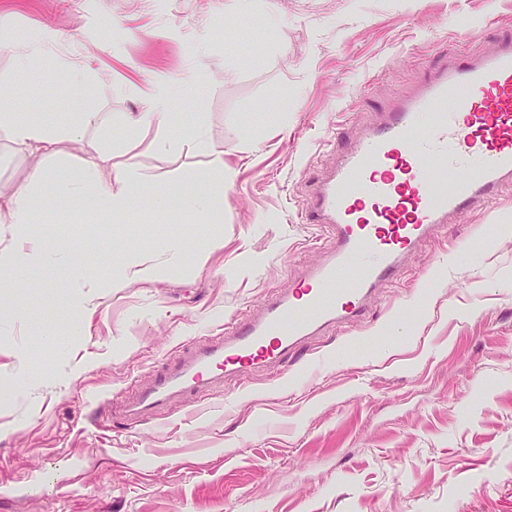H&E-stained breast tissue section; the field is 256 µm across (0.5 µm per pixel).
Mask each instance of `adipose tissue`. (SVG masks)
<instances>
[{"label": "adipose tissue", "instance_id": "ef3b65f1", "mask_svg": "<svg viewBox=\"0 0 512 512\" xmlns=\"http://www.w3.org/2000/svg\"><path fill=\"white\" fill-rule=\"evenodd\" d=\"M167 97L166 83L158 82L141 111L122 118V128L138 135L151 134V146L160 152L168 150L175 139L181 138L191 141L200 152L212 153L203 122L174 125L166 110ZM97 120V113L81 112L63 126L36 125L20 117L18 113H0V124L10 127L12 139L20 149L48 155L54 153L60 139L81 140L84 129L94 125ZM212 155V168L205 176L204 188L185 201L187 208L210 223L217 222L219 218L212 207L214 197L223 193L225 185L235 175L234 169L225 165L222 154ZM109 159V154H100L98 160L71 173L58 167L41 168L32 175L30 185L8 193L0 191V224L12 225L21 243L20 249L10 258L0 257V268L12 267L14 277L19 279L32 262L59 267L73 263L71 255L57 243L34 239L28 234L27 229L33 222L29 205L32 186L51 184L54 188L53 200L58 204L72 203L83 196L85 188H92L94 212L106 219L123 218L130 210L142 176L134 162L112 167L108 164Z\"/></svg>", "mask_w": 512, "mask_h": 512}]
</instances>
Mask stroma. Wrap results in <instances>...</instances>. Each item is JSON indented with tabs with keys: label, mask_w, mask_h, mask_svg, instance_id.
<instances>
[{
	"label": "stroma",
	"mask_w": 512,
	"mask_h": 512,
	"mask_svg": "<svg viewBox=\"0 0 512 512\" xmlns=\"http://www.w3.org/2000/svg\"><path fill=\"white\" fill-rule=\"evenodd\" d=\"M501 23L512 0H0V104L36 122L99 114L53 156L0 126V187L81 169L105 146L151 187L199 190L211 154L184 140L159 153L113 124L161 80L171 115L202 119L236 171L219 224L143 202L118 225L83 203L40 215L46 238L73 225L79 269L100 285L36 263L18 286L0 274V512H512L508 193L458 218L452 243L420 244L347 335L312 341L326 365L306 390L257 372L225 384L223 409L178 399L162 428L84 430L86 394L112 416L181 341L320 264L298 212L330 136L356 135L448 47L490 44ZM169 236L185 244L179 269L123 279L129 253L158 266ZM49 298L61 353L26 318Z\"/></svg>",
	"instance_id": "1"
}]
</instances>
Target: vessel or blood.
Instances as JSON below:
<instances>
[{
    "mask_svg": "<svg viewBox=\"0 0 512 512\" xmlns=\"http://www.w3.org/2000/svg\"><path fill=\"white\" fill-rule=\"evenodd\" d=\"M512 192V26L486 49L451 50L410 94L337 151L309 182L303 223L328 244L292 288L270 291L201 340L182 344L117 410L126 428L165 415L172 399L223 397L224 382L283 370L302 344L365 316L425 240Z\"/></svg>",
    "mask_w": 512,
    "mask_h": 512,
    "instance_id": "b4317fda",
    "label": "vessel or blood"
}]
</instances>
